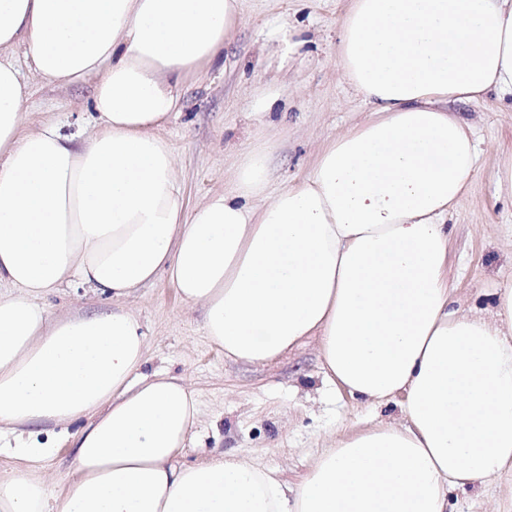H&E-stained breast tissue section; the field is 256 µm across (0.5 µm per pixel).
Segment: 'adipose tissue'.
Returning <instances> with one entry per match:
<instances>
[{"label":"adipose tissue","mask_w":512,"mask_h":512,"mask_svg":"<svg viewBox=\"0 0 512 512\" xmlns=\"http://www.w3.org/2000/svg\"><path fill=\"white\" fill-rule=\"evenodd\" d=\"M240 21V0H0V424L83 422L53 496L51 448L19 442L0 512H446L450 487L512 468V283L490 317L454 309L446 224L477 161L447 106L512 94V0H350L336 62L371 117L273 193L249 147L189 208L159 131ZM25 63L93 82L87 141L56 120L22 132ZM162 271L226 358L319 337L327 378L404 395V423L337 439L293 489L245 460L178 463L197 401L142 374L122 305ZM71 280L111 311L49 322L38 298Z\"/></svg>","instance_id":"1"}]
</instances>
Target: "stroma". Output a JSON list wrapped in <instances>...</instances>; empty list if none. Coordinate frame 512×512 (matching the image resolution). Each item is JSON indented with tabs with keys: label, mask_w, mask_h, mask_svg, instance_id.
Here are the masks:
<instances>
[{
	"label": "stroma",
	"mask_w": 512,
	"mask_h": 512,
	"mask_svg": "<svg viewBox=\"0 0 512 512\" xmlns=\"http://www.w3.org/2000/svg\"><path fill=\"white\" fill-rule=\"evenodd\" d=\"M241 24L223 56L180 86L182 109L160 131L178 162L184 200L195 206L223 189L239 151L270 149L271 185L307 177L320 151L337 135L366 121L372 105L356 94L336 64L339 24L349 0H240ZM25 130L49 118L65 134L83 132L92 119L93 86H59L29 77ZM275 93V107L255 116L259 97ZM452 112L472 128L478 162L469 192L448 214V282L455 307L488 311L493 290L512 281V201L499 196L494 172L512 152V99L496 91ZM50 319L111 308L106 296L77 281L40 301ZM146 334L145 374L182 377L196 394L199 418L179 458L201 464L225 453L249 459L297 485L315 459L341 434L402 419V397L368 402L330 384L317 339L274 362L225 359L204 331L201 307L186 306L166 278L127 299ZM78 423L31 427L53 448L48 491L57 493L73 472L71 434ZM448 512H512V470L452 489Z\"/></svg>",
	"instance_id": "obj_1"
}]
</instances>
